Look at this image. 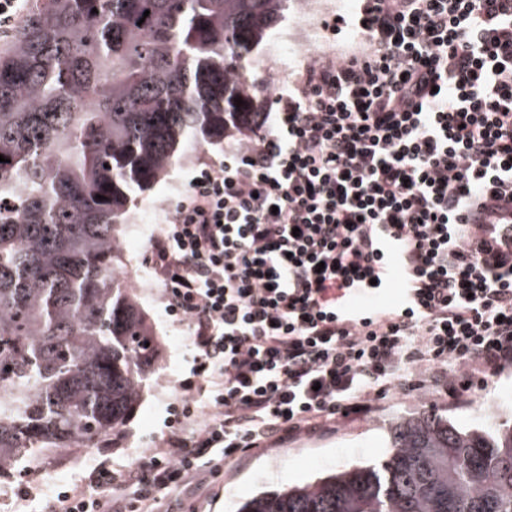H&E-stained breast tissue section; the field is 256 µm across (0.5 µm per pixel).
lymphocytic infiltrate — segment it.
Listing matches in <instances>:
<instances>
[{
    "label": "lymphocytic infiltrate",
    "mask_w": 512,
    "mask_h": 512,
    "mask_svg": "<svg viewBox=\"0 0 512 512\" xmlns=\"http://www.w3.org/2000/svg\"><path fill=\"white\" fill-rule=\"evenodd\" d=\"M360 2L326 26L354 46L322 43L288 89L265 78L274 127L194 177L153 235L163 301L199 360L186 424L42 512H160L225 458L392 398L456 399L512 367V256L466 222L512 202V0ZM377 224L403 233L421 308L348 327L336 293L381 279Z\"/></svg>",
    "instance_id": "f902f5d3"
}]
</instances>
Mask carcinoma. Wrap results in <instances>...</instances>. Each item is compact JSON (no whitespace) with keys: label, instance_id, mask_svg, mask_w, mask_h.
<instances>
[{"label":"carcinoma","instance_id":"1","mask_svg":"<svg viewBox=\"0 0 512 512\" xmlns=\"http://www.w3.org/2000/svg\"><path fill=\"white\" fill-rule=\"evenodd\" d=\"M287 9L32 0L0 53V479L124 426L157 348L119 271L121 226L187 145L253 129L246 72ZM237 512H512V419L402 418L383 457Z\"/></svg>","mask_w":512,"mask_h":512}]
</instances>
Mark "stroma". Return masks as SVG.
Wrapping results in <instances>:
<instances>
[{"mask_svg":"<svg viewBox=\"0 0 512 512\" xmlns=\"http://www.w3.org/2000/svg\"><path fill=\"white\" fill-rule=\"evenodd\" d=\"M304 2L291 0L257 50L259 64L282 88L308 64L313 43L324 37L322 22L339 14H352L358 8L357 0H325L324 8L316 15L306 12ZM223 158L224 145L220 142L190 150L184 162L172 167L142 195L125 221L123 272L161 343V356L121 436L104 437L97 448L56 458L49 464V473L42 477L24 483L0 481V512H14L17 493L24 486L36 494L28 512H40V496L84 484L97 467L130 464L158 446L167 434L166 421L174 396L196 381L192 373L195 352L186 327L175 322L161 299L162 287L150 264L151 241L155 225L167 218L166 204L188 189L205 165ZM418 413L445 415L468 425L512 416V368L457 401L434 404L420 396L389 401L371 417L337 421L335 430L278 443L262 455L225 459L219 475L202 494L175 493L165 500L164 508L166 512H236L240 503L260 492L302 485L363 465L385 453L394 421Z\"/></svg>","mask_w":512,"mask_h":512,"instance_id":"35a3bbf8","label":"stroma"}]
</instances>
